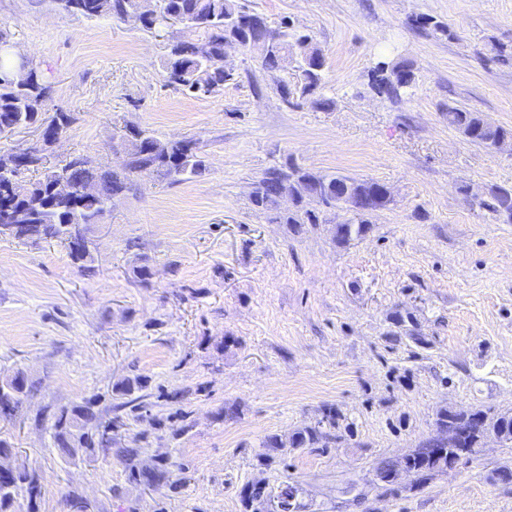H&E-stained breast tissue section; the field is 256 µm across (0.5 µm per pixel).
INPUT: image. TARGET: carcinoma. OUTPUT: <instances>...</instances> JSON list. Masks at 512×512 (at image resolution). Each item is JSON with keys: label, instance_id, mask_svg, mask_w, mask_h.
Returning <instances> with one entry per match:
<instances>
[{"label": "carcinoma", "instance_id": "1", "mask_svg": "<svg viewBox=\"0 0 512 512\" xmlns=\"http://www.w3.org/2000/svg\"><path fill=\"white\" fill-rule=\"evenodd\" d=\"M55 2L61 10L78 18L116 17L158 34L175 24L183 25L182 34L169 40L164 68L169 84L197 98L209 97L235 80V72L224 69L225 48L233 45L246 48L267 37L275 41L277 52L264 56L262 68L274 77L282 58L294 56L302 72V79L297 82L275 81L276 92L283 101L313 95L322 84L324 54L309 36L274 30L262 16L242 10L237 0H161L160 9L151 17L141 13L140 0ZM371 81L378 93L397 96L412 86L414 73L404 62H381L372 70ZM51 94L52 86L37 64L30 63L28 71L16 75L13 58L4 52L0 54V129L10 131L37 123L44 140L52 142L70 126L72 116L61 110L52 114L46 111ZM448 126L471 143L487 149L512 140V132L499 126L489 127L478 113L457 105L448 106ZM119 140L126 159L120 167L112 169L97 167L86 158L49 168L42 159L26 157L22 147L9 150L15 167L6 168L0 162V215L9 224L0 227V234L34 242L59 241L66 245L72 262L86 274L92 271V256L70 239L67 225L100 223L112 198L129 192L132 176L147 168L174 183L199 176L206 170L205 157L193 139H160L129 125ZM31 170L41 172V177L15 187V176ZM60 182L67 184L64 193L55 190ZM382 187L383 184L373 179L323 174L292 163L285 171H267L255 183L249 200L255 210L278 218L293 234L300 235L319 224L331 223L336 198L343 193L379 196ZM285 194L292 201L291 207L283 210L280 201ZM481 207L497 220H504L505 211L512 212V188L491 189ZM370 230L369 220L355 217L333 225L332 241L345 248ZM148 384L149 379L142 375L117 382L112 388L118 399L115 410L128 408L137 418L151 413L154 403L144 394ZM28 390V379L22 372L0 381V421L10 422L15 418ZM335 419L336 414L328 411L316 426L294 433L287 442L277 435L267 437L264 447L312 448L327 437L322 427L334 425ZM498 425L503 426L499 430L502 440L512 443V416L498 417L482 409L442 410L437 420L438 435L448 433L450 428H467L468 441L458 448H445L438 442L429 444L407 455L404 464L417 475L431 476L448 466V454L460 457L470 453L479 444L481 431ZM124 426L126 423L118 414L108 425H102L90 402L62 407L54 414V443L67 457L80 453L91 455L99 448L113 450L130 480L148 488L178 491L181 484L172 478V464L163 460L145 467L139 449L121 445L119 432ZM21 497L28 500L29 512H39V477L26 467L0 469V512H14V505ZM277 506L279 512H297L299 505L293 488L280 491Z\"/></svg>", "mask_w": 512, "mask_h": 512}]
</instances>
